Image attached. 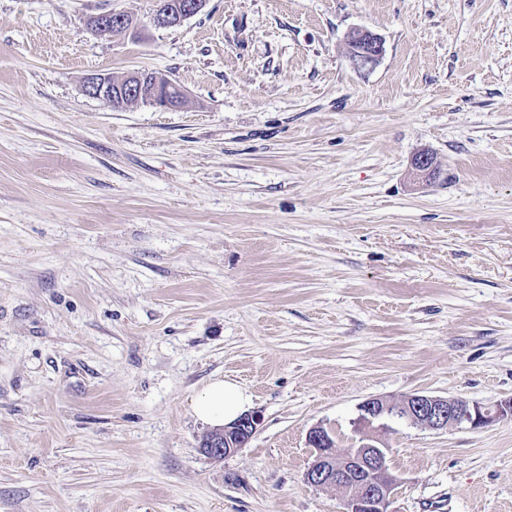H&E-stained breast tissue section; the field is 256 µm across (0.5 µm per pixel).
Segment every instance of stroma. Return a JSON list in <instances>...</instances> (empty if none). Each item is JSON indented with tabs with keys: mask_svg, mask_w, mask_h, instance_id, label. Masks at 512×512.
<instances>
[{
	"mask_svg": "<svg viewBox=\"0 0 512 512\" xmlns=\"http://www.w3.org/2000/svg\"><path fill=\"white\" fill-rule=\"evenodd\" d=\"M155 8L0 0V512H343L317 426L388 448L391 512H512V420L359 425L512 397V0ZM111 9L139 37L91 29ZM136 70L184 105L83 91ZM219 376L260 424L216 462ZM153 22L158 26L180 25L187 18L196 15L207 0H157ZM350 46L353 63L361 67L374 64L383 51L381 40L368 32L355 33ZM364 425L384 416L403 417L409 424L432 430L466 424L482 429L503 419H512V398L501 400L494 407L459 397H443L424 393L410 394L399 402L381 397L370 398L361 406Z\"/></svg>",
	"mask_w": 512,
	"mask_h": 512,
	"instance_id": "35a3bbf8",
	"label": "stroma"
}]
</instances>
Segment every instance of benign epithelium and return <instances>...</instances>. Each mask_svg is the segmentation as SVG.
Segmentation results:
<instances>
[{"instance_id": "1", "label": "benign epithelium", "mask_w": 512, "mask_h": 512, "mask_svg": "<svg viewBox=\"0 0 512 512\" xmlns=\"http://www.w3.org/2000/svg\"><path fill=\"white\" fill-rule=\"evenodd\" d=\"M207 0H157L153 22L171 27L196 15ZM101 35L124 33L131 28L132 19L121 12L108 11L89 20ZM354 64L365 67L374 64L382 54L381 40L368 32H357L350 40ZM171 81L153 72L136 71L121 80L96 74L84 81V91L111 107H124L132 102L149 103L163 109L180 107L185 93L179 87L170 91ZM415 174L427 177L435 173L433 158L427 153L416 155L412 162ZM361 422L365 425L384 416H398L409 424L432 430L466 424L482 429L503 419H512V398L493 407L459 397H443L424 393L410 394L398 402L381 397L370 398L361 406ZM259 420L244 415L229 427L208 436L207 457L220 461L243 447L255 434ZM308 444L314 449L306 478L318 487H336L345 494L344 512H390L389 505L397 477L387 464L389 449L372 443V439L351 448L336 450V439L326 429L314 427Z\"/></svg>"}]
</instances>
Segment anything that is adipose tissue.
Here are the masks:
<instances>
[{
	"label": "adipose tissue",
	"instance_id": "1",
	"mask_svg": "<svg viewBox=\"0 0 512 512\" xmlns=\"http://www.w3.org/2000/svg\"><path fill=\"white\" fill-rule=\"evenodd\" d=\"M252 404L249 391L238 382L216 378L207 383L191 401V411L200 420L218 426L230 425Z\"/></svg>",
	"mask_w": 512,
	"mask_h": 512
}]
</instances>
